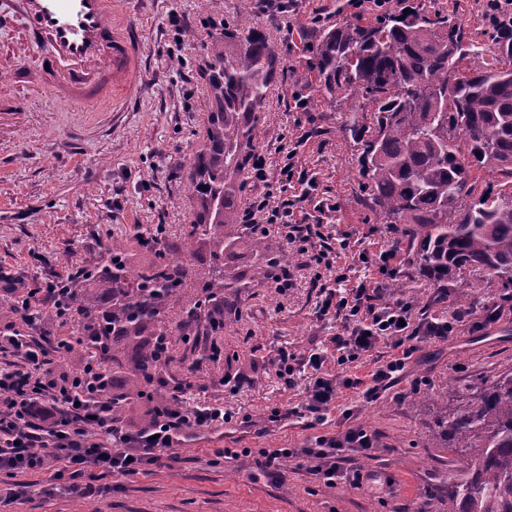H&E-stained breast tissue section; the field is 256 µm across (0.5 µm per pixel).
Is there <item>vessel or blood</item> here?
Here are the masks:
<instances>
[{"mask_svg": "<svg viewBox=\"0 0 512 512\" xmlns=\"http://www.w3.org/2000/svg\"><path fill=\"white\" fill-rule=\"evenodd\" d=\"M118 0H20L25 42L45 48L44 63L15 57V76L75 109L111 102L133 89L139 69V35L118 24Z\"/></svg>", "mask_w": 512, "mask_h": 512, "instance_id": "1", "label": "vessel or blood"}]
</instances>
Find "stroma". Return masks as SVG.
I'll use <instances>...</instances> for the list:
<instances>
[{"label":"stroma","mask_w":512,"mask_h":512,"mask_svg":"<svg viewBox=\"0 0 512 512\" xmlns=\"http://www.w3.org/2000/svg\"><path fill=\"white\" fill-rule=\"evenodd\" d=\"M437 3L461 17L476 47L470 65L488 63L484 0ZM379 11L377 0H128V16L140 33L141 71L133 92L114 109L73 111L0 74V96L27 99L25 111L0 117V267L48 278L76 264L101 265L113 240L133 241L149 227H163L172 242L182 235L200 209L187 177L206 141L209 23L246 18L281 59L260 131L269 174L279 175L280 146L306 136L298 168L316 183L314 198L326 207L325 232L349 240L336 267L354 284L373 277L374 268L358 259L361 244L388 246L393 234L367 210L359 146L341 132L355 115L323 100L309 47L321 28ZM172 13L185 16L182 27L169 24ZM288 271L290 287L246 289L223 332L194 346L173 343L166 375L171 383L189 385L187 406L223 400L230 423L187 437L178 459L120 479L117 489L87 503L36 494L0 512H417L426 489L467 464L460 453L428 447L418 397L452 383L456 392L448 407L454 410L461 405L458 389L512 369V309L498 321H485V309L501 304V289L476 292L454 282L442 298L414 267L400 265L407 284L403 298L412 303L415 319L455 308L470 310V318L447 341L420 344L400 378L376 399L341 391L340 409L312 429L295 417L271 421L272 411L300 405L304 389L286 388L268 361L282 348L298 354L320 347L328 352L325 371L335 373L329 347L342 326L316 314L320 295L308 255H298ZM215 344L224 349L218 360L210 356ZM236 374L245 383L233 394L221 380ZM139 388L129 357H122L113 392L127 396L125 419L133 426L147 422L153 408ZM344 407L352 409L353 423L376 436L371 455L349 454L351 465L374 477L364 489L342 480L325 486L295 458L283 460L280 483L257 466L260 449L301 448L340 431ZM222 448L235 450V457H216Z\"/></svg>","instance_id":"stroma-1"}]
</instances>
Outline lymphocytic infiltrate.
Here are the masks:
<instances>
[{"label":"lymphocytic infiltrate","instance_id":"lymphocytic-infiltrate-1","mask_svg":"<svg viewBox=\"0 0 512 512\" xmlns=\"http://www.w3.org/2000/svg\"><path fill=\"white\" fill-rule=\"evenodd\" d=\"M296 156V148L287 149V162L273 182L264 153H257L252 181L262 190L250 199L242 218L263 231L281 233L287 244L311 248L312 262L327 272L320 312L335 314L344 328L332 339L337 374L324 371L327 355L313 349L302 355L282 349L271 360L279 379L291 388L297 384L298 367L311 369L304 399L292 413L313 428L325 423L340 389L359 387L365 398L377 397L403 371L419 344L448 340L467 313L457 310L417 323L411 304L384 300L380 286L361 283L345 288V276L336 270L335 244L324 235L322 224L311 223L303 208L304 202L312 200L315 185L296 175ZM295 184L300 185V192H292ZM92 273L91 266H77L23 289L17 277L0 270V300L15 309L24 325L20 331L11 327L0 331V475L8 478L0 490L1 502L26 499L25 474L49 467L54 470L53 492L72 500L102 495L103 479L149 473L162 459L175 458L187 436L230 420L223 402L217 400L184 407V385H168L162 377L151 380V387L157 391L170 388L171 394L156 401L148 423L132 427L113 415L112 388L99 379L103 365L112 358V339L103 333L112 324L111 293L101 295L89 317L94 339L51 333L39 318L44 311L61 322L72 317L69 298L73 287L90 280ZM383 344L392 348L393 355L376 367L371 386H363L348 369ZM77 346L85 349L79 367L55 372V353ZM374 442L367 429L350 424L337 435L317 436L311 447L262 449L260 465L277 479L283 459L301 458L308 461L309 473L326 486L343 479L359 489L366 477L360 469L346 467L345 453L371 451Z\"/></svg>","mask_w":512,"mask_h":512}]
</instances>
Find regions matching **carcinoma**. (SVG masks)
<instances>
[{
  "label": "carcinoma",
  "mask_w": 512,
  "mask_h": 512,
  "mask_svg": "<svg viewBox=\"0 0 512 512\" xmlns=\"http://www.w3.org/2000/svg\"><path fill=\"white\" fill-rule=\"evenodd\" d=\"M461 20L425 3L406 14L388 9L322 30L312 45L323 99L347 103L363 121L347 131L362 145L359 174L372 212L394 226L395 247L434 288L465 273L466 288L512 290V27H494L496 66L461 68ZM205 49L216 109L208 145L191 164L188 187L202 212L177 243L137 236L155 260L137 266L112 245L103 283L112 290V346L132 349L134 372L152 369V336L172 333L163 312L136 304L149 288L165 305H181L178 332L202 333L201 312L222 316L239 294L273 282L296 260L280 242L241 223L238 197L255 157L277 49L250 21L213 26ZM501 175L475 195L478 174ZM208 266L194 269L200 248ZM202 295L183 302L185 289ZM448 410V390L430 392L433 447L462 452L465 470L425 494L432 512H512V370L464 392Z\"/></svg>",
  "instance_id": "carcinoma-1"
}]
</instances>
